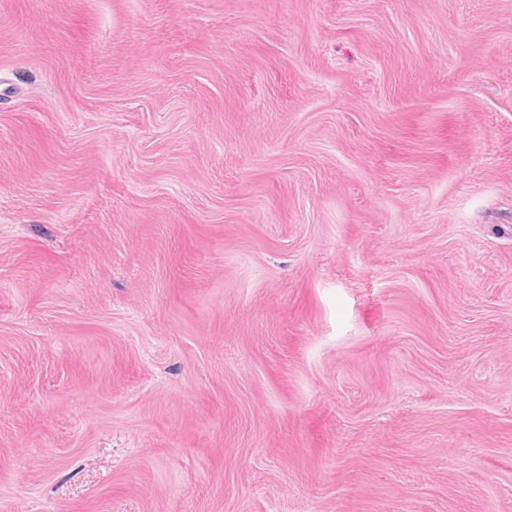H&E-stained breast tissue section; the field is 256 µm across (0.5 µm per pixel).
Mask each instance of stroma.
<instances>
[{
  "mask_svg": "<svg viewBox=\"0 0 512 512\" xmlns=\"http://www.w3.org/2000/svg\"><path fill=\"white\" fill-rule=\"evenodd\" d=\"M0 512H512V0H0Z\"/></svg>",
  "mask_w": 512,
  "mask_h": 512,
  "instance_id": "1",
  "label": "stroma"
}]
</instances>
